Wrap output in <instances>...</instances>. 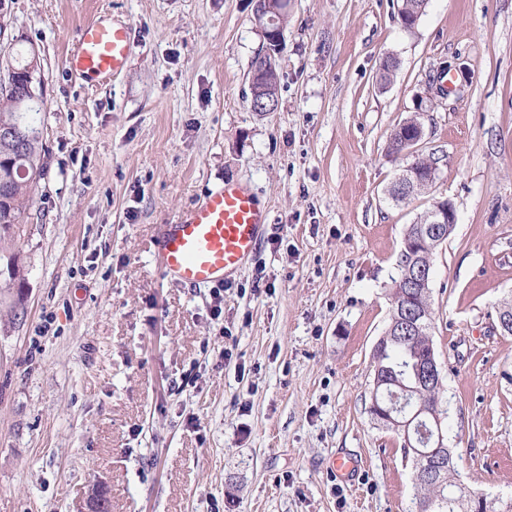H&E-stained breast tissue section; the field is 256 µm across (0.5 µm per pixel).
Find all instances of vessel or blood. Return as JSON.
<instances>
[{
	"mask_svg": "<svg viewBox=\"0 0 512 512\" xmlns=\"http://www.w3.org/2000/svg\"><path fill=\"white\" fill-rule=\"evenodd\" d=\"M134 51L130 30L121 22L93 21L80 29L68 71L87 81L120 73ZM266 215L245 185L228 184L163 225L157 259L173 283L222 285L255 253Z\"/></svg>",
	"mask_w": 512,
	"mask_h": 512,
	"instance_id": "vessel-or-blood-1",
	"label": "vessel or blood"
}]
</instances>
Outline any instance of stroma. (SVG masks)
<instances>
[{
    "mask_svg": "<svg viewBox=\"0 0 512 512\" xmlns=\"http://www.w3.org/2000/svg\"><path fill=\"white\" fill-rule=\"evenodd\" d=\"M254 0H0V61L36 53L46 147L26 224L0 240V512H410L413 468L368 413L372 353L409 224L452 202L431 256V338L456 480L512 498V0H290L278 111L250 107ZM135 52L88 85L80 27ZM399 61L378 85L384 57ZM416 153L389 149L409 118ZM436 163L409 203L388 190ZM244 183L266 224L211 292L167 281L154 237ZM352 469L337 476L336 459ZM429 158H422V157H418V159L414 162H421V161H425V165H429V169H428V172H427V178L425 179H420L418 178L414 173H409L407 175H405L404 177H406L408 179V182L406 185H408V190L413 194L411 196H408V197H403L402 195H400V191L398 189L399 187V182L402 180L401 176L402 173L405 172V169L402 170V172L399 174V176L397 177V179L395 180V182L393 183V185L391 186L390 188V196H391V199L396 202V203H406L408 202L409 200H411V198H413L414 196H416L414 194V190L415 188L423 181H426L430 184L428 185H424L423 188L421 189V192L427 190L429 187L432 186L433 184V180L435 178V174H436V166L433 162H429V161H426L428 160ZM432 182V183H431ZM447 202L448 204H445L444 206H441V204H443L444 202L437 204L432 211L434 220L433 223L431 224H444L440 225L442 230L438 238H441L442 242L439 245L448 240V238L450 237L454 230L456 223V213L454 206L451 202Z\"/></svg>",
    "mask_w": 512,
    "mask_h": 512,
    "instance_id": "obj_1",
    "label": "stroma"
}]
</instances>
